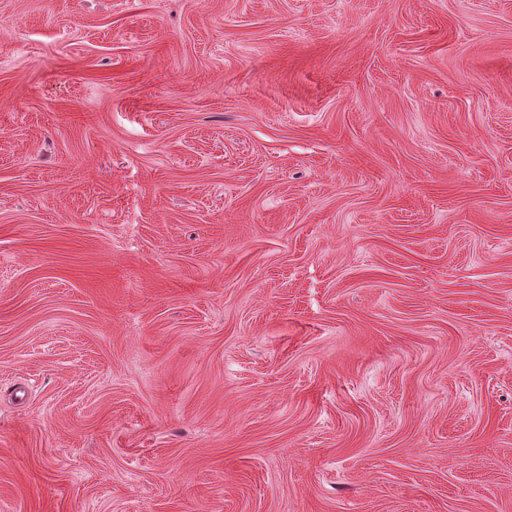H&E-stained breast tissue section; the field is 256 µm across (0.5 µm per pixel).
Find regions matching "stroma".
Returning <instances> with one entry per match:
<instances>
[{"label": "stroma", "instance_id": "obj_1", "mask_svg": "<svg viewBox=\"0 0 512 512\" xmlns=\"http://www.w3.org/2000/svg\"><path fill=\"white\" fill-rule=\"evenodd\" d=\"M0 512H512V0H0Z\"/></svg>", "mask_w": 512, "mask_h": 512}]
</instances>
